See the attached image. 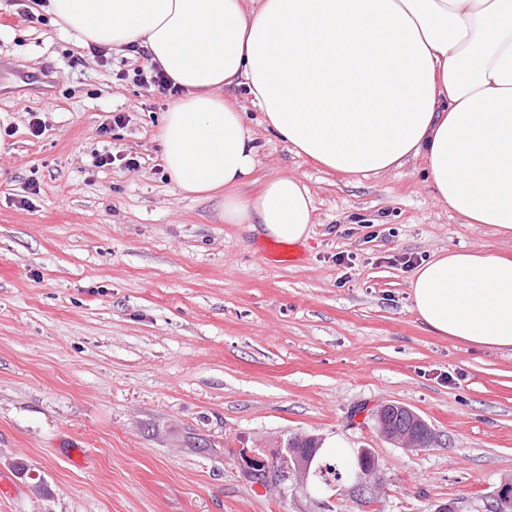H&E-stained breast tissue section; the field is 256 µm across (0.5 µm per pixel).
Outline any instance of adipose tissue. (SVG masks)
<instances>
[{"label": "adipose tissue", "instance_id": "ef3b65f1", "mask_svg": "<svg viewBox=\"0 0 512 512\" xmlns=\"http://www.w3.org/2000/svg\"><path fill=\"white\" fill-rule=\"evenodd\" d=\"M86 43L133 44L182 88L159 130L185 194L223 191L228 224L308 238L309 188L280 175L243 193L259 146L223 95L246 87L289 150L378 176L418 159L438 202L512 238V0H47ZM408 288L433 334L512 352V259L447 250Z\"/></svg>", "mask_w": 512, "mask_h": 512}]
</instances>
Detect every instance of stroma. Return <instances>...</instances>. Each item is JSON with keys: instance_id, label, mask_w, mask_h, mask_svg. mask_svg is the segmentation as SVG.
<instances>
[{"instance_id": "1", "label": "stroma", "mask_w": 512, "mask_h": 512, "mask_svg": "<svg viewBox=\"0 0 512 512\" xmlns=\"http://www.w3.org/2000/svg\"><path fill=\"white\" fill-rule=\"evenodd\" d=\"M141 62L99 57L39 0H0V71L45 78L0 90V477L14 485L0 512H491L512 480V355L426 330L403 260L512 258V240L439 204L420 161L366 178L298 157L240 87L225 96L257 137L259 177L300 179L315 207L309 238L266 259L272 238L225 223L223 194L169 179L170 99L116 78ZM107 151L138 168L94 167ZM386 403L437 446L383 439L371 414ZM295 434L372 449L384 497L243 476L242 450Z\"/></svg>"}]
</instances>
